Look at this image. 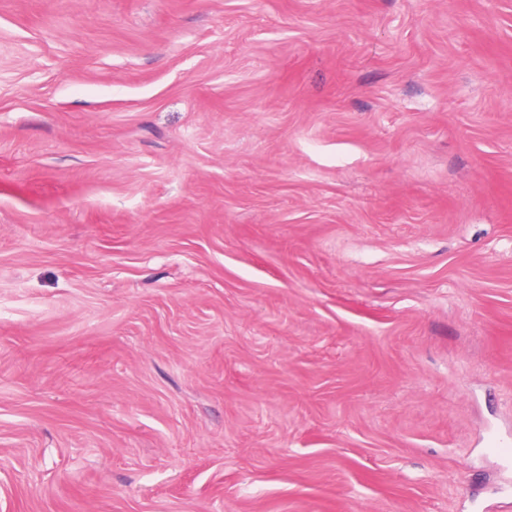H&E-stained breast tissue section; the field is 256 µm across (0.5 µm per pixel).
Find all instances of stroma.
I'll return each mask as SVG.
<instances>
[{
	"mask_svg": "<svg viewBox=\"0 0 512 512\" xmlns=\"http://www.w3.org/2000/svg\"><path fill=\"white\" fill-rule=\"evenodd\" d=\"M512 0H0V512H512Z\"/></svg>",
	"mask_w": 512,
	"mask_h": 512,
	"instance_id": "35a3bbf8",
	"label": "stroma"
}]
</instances>
